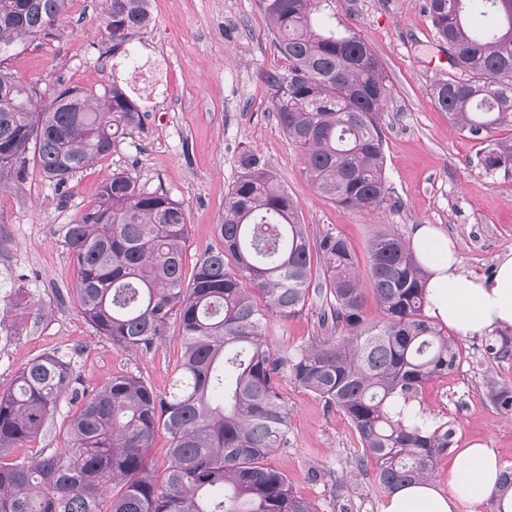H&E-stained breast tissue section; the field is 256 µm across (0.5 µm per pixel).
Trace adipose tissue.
I'll use <instances>...</instances> for the list:
<instances>
[{"mask_svg": "<svg viewBox=\"0 0 512 512\" xmlns=\"http://www.w3.org/2000/svg\"><path fill=\"white\" fill-rule=\"evenodd\" d=\"M410 248L427 275L426 314L433 325L461 337L512 330V252L486 277L464 271L453 241L433 225H418ZM507 471L493 450L474 443L454 455L447 485L428 480L398 488L381 512H462L489 499L495 512H512V489L501 488Z\"/></svg>", "mask_w": 512, "mask_h": 512, "instance_id": "adipose-tissue-1", "label": "adipose tissue"}]
</instances>
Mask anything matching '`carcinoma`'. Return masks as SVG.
Masks as SVG:
<instances>
[{"instance_id":"carcinoma-1","label":"carcinoma","mask_w":512,"mask_h":512,"mask_svg":"<svg viewBox=\"0 0 512 512\" xmlns=\"http://www.w3.org/2000/svg\"><path fill=\"white\" fill-rule=\"evenodd\" d=\"M148 0H111L112 51L150 21ZM321 0H262L274 47L288 61L266 74L272 110L303 155L316 189L337 204L376 212L396 204L380 134L390 79L370 45L349 31L315 28ZM68 0H0V189L33 169L59 192L80 171L112 155L141 124V109L117 84L98 93L64 87L42 104L36 82L15 80L11 53L53 27ZM434 40L453 71L430 88L435 106L467 137L490 141L487 173L512 176V0H425ZM224 197L218 244L184 279L189 229L163 190L116 171L96 200L60 231L76 273L73 292L100 335L149 352L181 330L183 355L169 395L142 378L114 375L87 397L68 354L26 362L0 393V512H315L284 473L265 464L288 447L281 374L344 413L361 444L359 469L372 468L387 492L430 479L448 435L407 425L394 398H418L428 382L461 363L457 340L425 315L426 274L410 244L388 227L368 246L361 273L347 240L312 239L298 205L256 152L238 157ZM329 296L321 324L341 329L282 356L268 345L267 318H288L309 299L313 257ZM379 308L362 316L365 287ZM488 395L512 412V389L494 380ZM77 400L66 446L27 462L6 457L43 430L59 401ZM167 435L161 479L148 465L158 431Z\"/></svg>"}]
</instances>
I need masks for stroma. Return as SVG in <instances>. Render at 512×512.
I'll return each mask as SVG.
<instances>
[{"instance_id": "obj_1", "label": "stroma", "mask_w": 512, "mask_h": 512, "mask_svg": "<svg viewBox=\"0 0 512 512\" xmlns=\"http://www.w3.org/2000/svg\"><path fill=\"white\" fill-rule=\"evenodd\" d=\"M424 0H324L321 15L349 27L366 41L390 78L392 97L381 124L388 184L399 203L380 212L337 205L313 185L300 150L288 140L271 110L264 77L286 60L272 45L261 0H150V22L112 52L104 28L107 0H69L48 34L37 36L8 58L20 82L54 88L104 90L124 85L142 107V126L111 156L78 173L65 193L30 174L0 190V316L11 328L0 336V392L28 360L60 349L68 352L77 388L91 393L117 374L140 376L157 394L170 391L182 351L178 325L145 353L112 344L85 321L73 296L75 270L60 232L95 200L115 170L136 175L145 189L165 190L187 216L185 267L193 269L224 214V196L238 175L240 152L260 154L299 205L311 236L343 235L359 263L380 225L411 238L416 225L439 226L456 244L463 269L492 276L498 259L512 251V177L484 173L479 159L487 144L453 127L428 90L439 71ZM322 300L310 294L296 316L271 317L265 338L289 356L320 335ZM461 364L424 386L418 401L441 430L448 449L434 472L448 482L454 451L474 442L492 448L512 465V413L497 409L487 380L512 388V330L459 341ZM507 347L508 355L498 354ZM291 414L287 449L269 466L285 473L293 490L318 512H335L333 487L346 478L352 512H381L387 493L373 472H353L358 436L340 411L282 377ZM61 400L43 431L18 449L24 461L66 446Z\"/></svg>"}]
</instances>
